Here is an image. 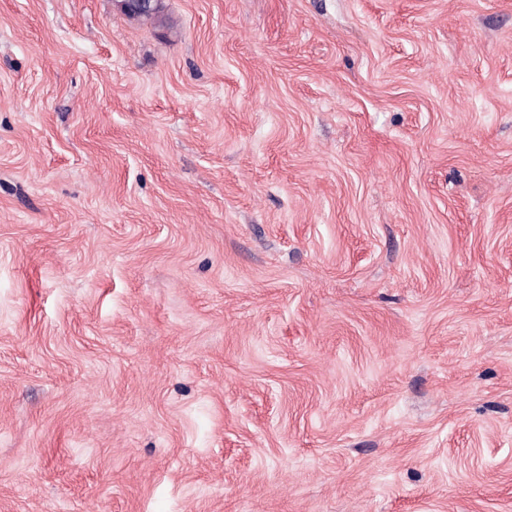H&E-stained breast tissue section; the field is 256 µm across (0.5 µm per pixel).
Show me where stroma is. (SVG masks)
<instances>
[{"mask_svg":"<svg viewBox=\"0 0 512 512\" xmlns=\"http://www.w3.org/2000/svg\"><path fill=\"white\" fill-rule=\"evenodd\" d=\"M0 0V512H512V0ZM154 2L156 0H121L117 1V5L119 8H126L122 10V13L132 20H149L158 26H165L167 24L166 15H165V5L162 4L160 7L156 8L152 12L144 13L138 11H130L128 9H138V10H150Z\"/></svg>","mask_w":512,"mask_h":512,"instance_id":"stroma-1","label":"stroma"}]
</instances>
